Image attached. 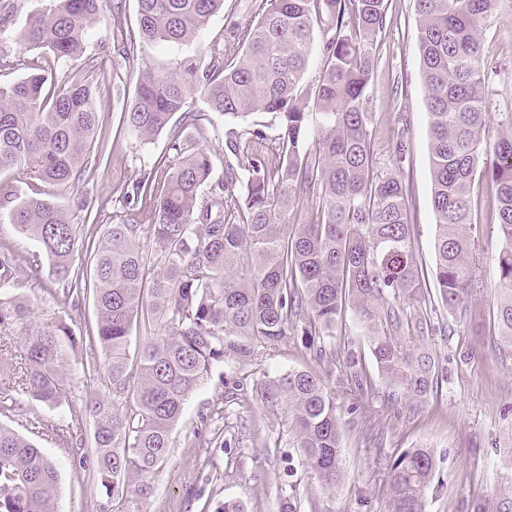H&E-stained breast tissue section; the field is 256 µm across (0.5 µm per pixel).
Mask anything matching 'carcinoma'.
<instances>
[{"label":"carcinoma","instance_id":"obj_1","mask_svg":"<svg viewBox=\"0 0 512 512\" xmlns=\"http://www.w3.org/2000/svg\"><path fill=\"white\" fill-rule=\"evenodd\" d=\"M496 0H415L419 51L429 115L432 203L436 214L435 289L448 312L478 281L469 260L474 241L476 177L495 188L502 248L498 258L501 340L512 347V115L501 137L482 142L486 128L482 29ZM388 0H253L255 20L236 26L233 40L210 48L207 64L177 60L164 73L142 70L122 123L141 138L191 124L190 100L231 118L260 113L275 127L274 144L260 128L245 141L228 139L224 178L210 151L174 133L167 155L132 185L152 212L110 224L87 247L93 288L75 265L77 225L53 193L78 184L89 163L97 124L93 82L49 79L38 66L0 86V173L28 188L12 223L34 239L49 261L58 301L92 295L95 325L80 338L69 325L39 324L27 299L7 288L15 257L0 255V334L21 337L24 370L18 385L31 399H67L64 366L81 345L86 383H101L89 403L70 407L72 424L93 420L92 466L114 497L149 502L168 463L172 432L184 405L212 367L242 362L301 333L317 360L367 380L365 357L352 340L324 346L353 313L368 328L365 346L378 371L414 400L438 387L437 359L426 342L437 332L421 304L425 275L412 249L405 189L397 172L374 173V113L369 83ZM137 34L122 54L157 42L194 41L224 0H137ZM99 0H52L20 35L23 47L57 63L84 57L83 39L97 21ZM323 36L322 75L301 87ZM316 109L311 113L310 109ZM245 179L244 191L235 185ZM306 201L308 218L288 221ZM158 327L131 351L140 323ZM104 358L99 367L97 357ZM256 397L286 411L293 447L309 472L333 488L343 476L336 394L310 368L261 381ZM430 448H407L388 464L392 512H426L436 472ZM58 474L30 440L0 424V512H55ZM474 512H512V458L503 487Z\"/></svg>","mask_w":512,"mask_h":512}]
</instances>
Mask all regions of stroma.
I'll list each match as a JSON object with an SVG mask.
<instances>
[{"label":"stroma","instance_id":"35a3bbf8","mask_svg":"<svg viewBox=\"0 0 512 512\" xmlns=\"http://www.w3.org/2000/svg\"><path fill=\"white\" fill-rule=\"evenodd\" d=\"M13 8L10 23L0 28V85L25 76L37 52L20 43L29 20L50 0H5ZM249 0H224L197 39L188 45L156 44L128 58L119 52V31L137 27V0H100L99 19L85 35V59L75 66L58 64L70 74L92 72L98 113L95 144L75 188L60 201L80 229L81 242L98 238L126 203L122 188L149 172L169 142V133L140 140L122 125L144 68L164 70L174 60L207 61L212 45L226 41L234 26L251 22ZM484 95L488 111L486 136L495 140L501 116L512 113V0H496L485 21ZM373 97L375 171H401L407 193L413 246L426 276L435 267V213L428 115L418 46L414 0H388L386 24L378 37L376 64L369 84ZM197 125L181 128L182 136L209 145L216 174H223L224 134L247 130V123L224 119L203 99L191 103ZM25 185L0 174V250L20 256L37 251L35 241L11 222V211L26 196ZM493 192L486 182L474 187V222L478 226L470 260L481 288L468 299L465 317L434 305L439 331L429 345L443 366L437 390L416 402L380 374L358 388L345 369L321 362L336 394L342 432L344 476L326 489L308 473L292 448L283 413L266 411L254 396L257 383L313 360L299 338H289L258 358L215 365L208 379L189 397L172 433L170 461L157 475L156 491L144 512H217L227 501H240L247 512H279L283 497L297 512H391L386 467L390 457L417 445L430 446L437 459L436 476L426 512H472L501 486L505 453L512 445V350L498 344L493 312L500 297L497 256L502 246L492 217ZM47 264L31 270L18 264L10 289L28 299L37 322L65 320L83 336L94 319L92 300L61 304L42 289ZM364 408L365 418L350 415ZM69 422L67 404L32 400L21 388L0 403V423L31 440L56 465L57 512H132L127 499L108 496L92 469L80 467L77 448L58 436Z\"/></svg>","mask_w":512,"mask_h":512}]
</instances>
